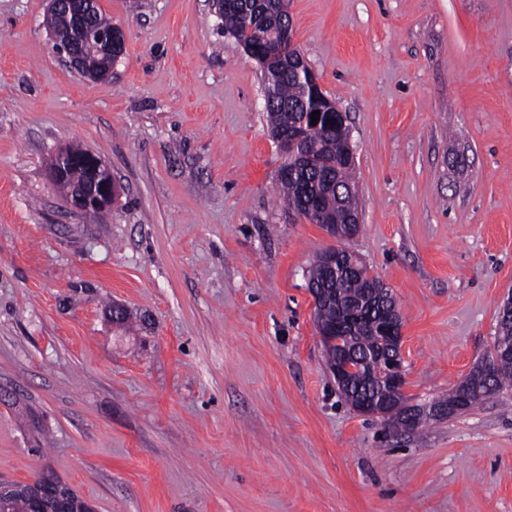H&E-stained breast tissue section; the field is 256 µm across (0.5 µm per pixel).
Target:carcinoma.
Listing matches in <instances>:
<instances>
[{
	"mask_svg": "<svg viewBox=\"0 0 512 512\" xmlns=\"http://www.w3.org/2000/svg\"><path fill=\"white\" fill-rule=\"evenodd\" d=\"M219 26L225 33L243 45L249 55L261 65L265 98V111L272 136L285 130L302 135L298 152L304 159L288 163V175L277 177L279 192L288 208L312 224H338L347 231L348 221L354 212L357 189L353 178L355 162L342 155V145L349 140V126L326 102L313 99L308 87L307 66L300 64V50L293 49L283 57H271L268 45L273 38L290 23L288 4L285 0H224L218 17ZM113 27L112 20L101 11H95L87 21L88 34L96 35ZM324 108L316 125H311L310 113ZM337 299L323 305L327 316L336 314V303L363 304L379 313L389 305L393 296L381 281L362 274L343 272L336 290ZM512 344V318L505 316L497 320V334L490 351L483 361L472 368L469 374L457 383L444 402L458 399L465 410L480 404L486 396L496 390L512 385V357L494 358V352L502 344ZM362 360L364 371L373 372L375 355L381 345L374 327L364 325L357 334L345 342ZM494 363V374L486 377L483 363ZM340 391L349 402L370 393L384 402L391 397L388 386L361 376L351 384L340 386ZM20 490L0 500V512H32V498L25 493L26 485L18 484ZM93 512L90 504L74 490L67 498L48 501L45 512Z\"/></svg>",
	"mask_w": 512,
	"mask_h": 512,
	"instance_id": "cac0c4a2",
	"label": "carcinoma"
}]
</instances>
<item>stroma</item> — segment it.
<instances>
[{
	"label": "stroma",
	"instance_id": "1",
	"mask_svg": "<svg viewBox=\"0 0 512 512\" xmlns=\"http://www.w3.org/2000/svg\"><path fill=\"white\" fill-rule=\"evenodd\" d=\"M98 5L125 43L91 81L47 0H0V479L54 475L96 512H512V387L411 434L328 373L308 269L335 241L283 207L261 71L210 0ZM288 12L348 118L346 246L391 289L427 405L512 295V0ZM72 144L112 172L106 221L50 184Z\"/></svg>",
	"mask_w": 512,
	"mask_h": 512
}]
</instances>
